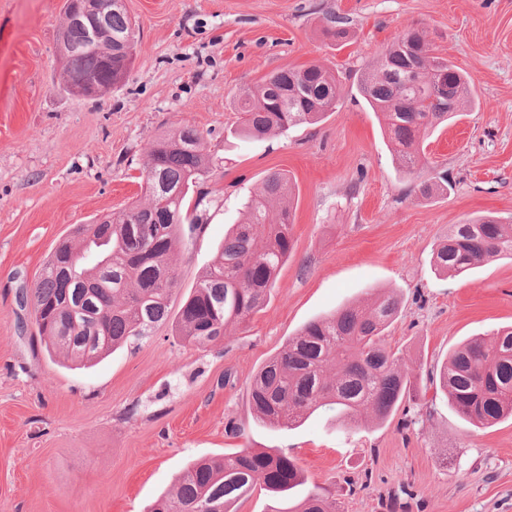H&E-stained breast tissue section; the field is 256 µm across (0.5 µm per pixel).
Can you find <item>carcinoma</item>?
<instances>
[{
	"instance_id": "1",
	"label": "carcinoma",
	"mask_w": 512,
	"mask_h": 512,
	"mask_svg": "<svg viewBox=\"0 0 512 512\" xmlns=\"http://www.w3.org/2000/svg\"><path fill=\"white\" fill-rule=\"evenodd\" d=\"M74 2L64 0L62 7L59 85L68 92L94 79L105 95L136 57V25L125 4L114 6L112 33L126 44L93 45L69 23ZM322 33L334 43L349 36L343 21L330 15ZM436 63L448 65L440 94L431 91ZM413 64L419 76L408 82L404 73ZM472 86V78L435 54L418 29L383 47L358 80L366 106L381 117L398 172L420 178L423 198L448 192V182L421 178L429 165L425 135L473 105ZM339 98L338 77L320 65L275 72L235 95L240 132L262 138L317 124L336 109ZM146 157L144 200L79 225L30 290L39 336L73 361L98 359L131 338L151 335L167 319L177 284L169 261L175 237L184 224H203L200 212L208 192H195L211 172L203 134L189 125L175 128L152 140ZM290 193L288 174L273 172L248 197L244 221L224 236L180 307L178 331L184 340L200 346L222 341L228 322L243 324L265 306L292 250ZM502 256L512 258V224L488 214L453 225L435 247L433 264L467 275ZM400 311L399 297L383 293L369 309L346 304L306 323L254 376L250 396L257 419L291 429L327 407L336 412L340 428L350 431L365 409L385 421L405 400L424 406L426 393L400 373L398 352L385 344V331ZM439 390L468 422L491 425L512 418V327L490 341L475 337L453 350L440 371ZM304 484L294 457L243 448L190 464L149 512H233L231 505L257 486L276 499L272 512H336L327 489L316 486L303 493Z\"/></svg>"
}]
</instances>
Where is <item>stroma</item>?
I'll use <instances>...</instances> for the list:
<instances>
[{"mask_svg":"<svg viewBox=\"0 0 512 512\" xmlns=\"http://www.w3.org/2000/svg\"><path fill=\"white\" fill-rule=\"evenodd\" d=\"M136 61L110 93L59 86L62 0H0V512H144L193 461L243 448L295 457L338 512H512V419L472 425L445 400L403 403L348 432L320 410L282 430L260 423L249 381L310 320L391 291L385 341L418 387L463 341L512 326V259L438 273L451 225L512 222V0H124ZM351 39L321 34L323 14ZM474 81L475 104L429 136L448 193L424 201L395 168L352 77L403 32ZM318 63L341 95L320 124L239 139L232 97L268 75ZM188 124L213 170L201 229L181 228L166 321L96 362L48 352L21 303L73 225L142 199L148 144ZM273 171L293 186L292 252L263 309L199 346L180 304L242 204Z\"/></svg>","mask_w":512,"mask_h":512,"instance_id":"obj_1","label":"stroma"}]
</instances>
